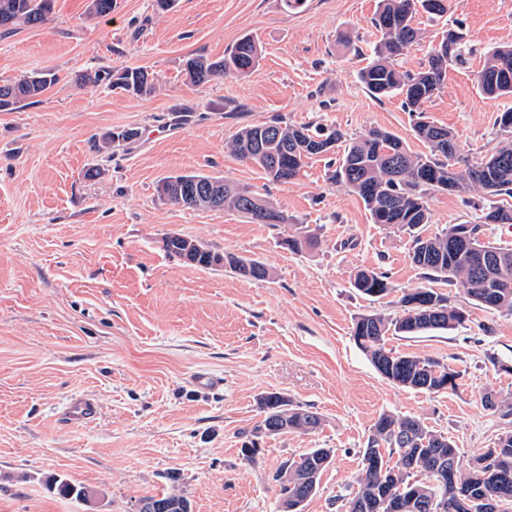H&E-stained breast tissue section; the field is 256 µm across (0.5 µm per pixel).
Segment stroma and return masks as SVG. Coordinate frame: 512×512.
<instances>
[{
  "mask_svg": "<svg viewBox=\"0 0 512 512\" xmlns=\"http://www.w3.org/2000/svg\"><path fill=\"white\" fill-rule=\"evenodd\" d=\"M89 4L54 0L46 24L0 30V84L57 76L38 101L0 111V512H137L142 496L171 489L192 512H281L276 477L311 448L333 455L304 512H342L336 500L352 498L382 413L422 417L465 463L512 430V415L481 404L488 391L512 398L502 370L512 366V316L438 284L466 321L386 340L459 371L457 389L436 394L389 382L354 343L355 318L398 313L399 292L422 274L410 236L372 223L361 199L331 181L343 146L285 185L227 149L242 128L279 118L348 139L378 128L425 152L401 98L375 99L359 79L378 40V0H306L291 11L282 0H177L166 12L155 0H115L95 19ZM415 25L420 44L398 58L411 71L446 28L462 27L465 60L449 65L426 117L454 132L462 157L486 156L512 97H487L475 73L490 49L512 44V0H448L444 18L422 12ZM245 35L262 49L251 72L187 80L188 59H222ZM125 67L153 73L154 92L135 99L93 79ZM186 108L189 120L177 121ZM130 128L135 141L95 150L103 134ZM181 172L248 186L289 221L170 204L157 183ZM484 204L430 192L424 232L475 223ZM302 231L316 236L314 248L283 247ZM170 232L259 260L269 276L169 256L161 238ZM362 268L385 273L393 294L361 295L351 282ZM200 372L222 387H197ZM271 392L311 407L322 426L261 438L247 458L259 400ZM74 397L96 403L92 422L65 416ZM51 474L92 492V504L48 488Z\"/></svg>",
  "mask_w": 512,
  "mask_h": 512,
  "instance_id": "35a3bbf8",
  "label": "stroma"
}]
</instances>
